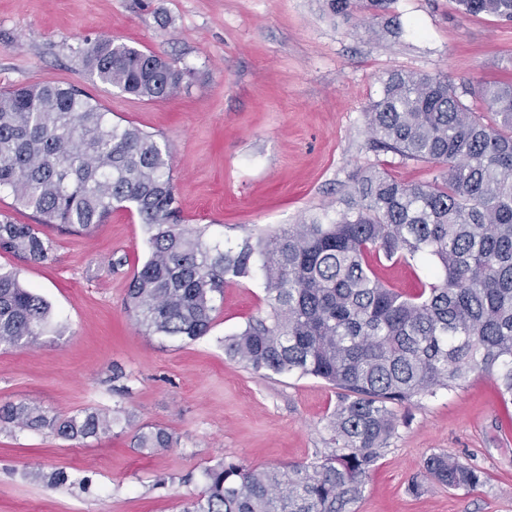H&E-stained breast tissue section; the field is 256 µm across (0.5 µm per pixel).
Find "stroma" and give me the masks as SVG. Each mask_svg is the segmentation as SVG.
<instances>
[{
    "label": "stroma",
    "instance_id": "obj_1",
    "mask_svg": "<svg viewBox=\"0 0 512 512\" xmlns=\"http://www.w3.org/2000/svg\"><path fill=\"white\" fill-rule=\"evenodd\" d=\"M402 31L378 19L330 16L321 0H0V89L74 84L112 114L169 145L184 224L211 242L341 209L353 176L385 169L428 181L433 168L373 150L364 113L396 69L491 84L512 72V28L465 16L454 0H397ZM109 36L163 54L184 73L176 95L143 101L94 79L73 50ZM54 258L27 263L0 251V268L50 305L37 343L0 348V404L27 401L70 416L121 409L124 423L81 444L49 431L0 430V512H181L224 458L248 465L310 461L332 450L335 389L313 377L259 375L230 360L222 340L267 309L258 277L230 278L209 333L190 344L147 336L124 309L147 255L137 216L113 211L90 235L41 228ZM397 433L355 512H512V404L481 373L454 391L397 410ZM158 425L173 447H134ZM445 453L487 475L473 490L424 477ZM60 467L90 492L53 489L32 473ZM423 481L419 495L408 485Z\"/></svg>",
    "mask_w": 512,
    "mask_h": 512
}]
</instances>
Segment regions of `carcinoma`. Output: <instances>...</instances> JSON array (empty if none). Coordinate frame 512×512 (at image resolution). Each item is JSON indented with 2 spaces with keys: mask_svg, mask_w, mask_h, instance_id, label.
Returning <instances> with one entry per match:
<instances>
[{
  "mask_svg": "<svg viewBox=\"0 0 512 512\" xmlns=\"http://www.w3.org/2000/svg\"><path fill=\"white\" fill-rule=\"evenodd\" d=\"M395 0H324L349 19H377ZM465 16L512 22V0H455ZM103 83L146 100L176 93L183 72L155 52L110 37L80 51ZM365 112L372 143L429 164L428 182L369 168L354 177L345 208L301 218L236 247L211 243L179 223L169 148L109 113L82 89L45 83L0 91V190L39 224L0 214V251L30 263L53 258L38 225L89 235L116 208L144 224L150 253L124 309L144 334L193 342L207 335L215 295L229 278L260 272L269 311L224 337L229 358L256 374L311 376L338 390L327 418L336 449L310 462L250 467L224 459L203 472L205 488L181 512H351L397 430L395 407L465 385L483 372L512 403V78H467L393 70ZM482 97L492 117L465 98ZM430 261L429 282L406 294L379 280L367 260ZM50 305L16 273L0 269V347L23 348L51 326ZM84 409L59 417L26 401L0 406V425L66 441L98 439L120 423ZM138 448H171L167 429L139 428ZM448 489H474L485 472L444 453L424 462ZM51 488H78L67 470L39 471Z\"/></svg>",
  "mask_w": 512,
  "mask_h": 512,
  "instance_id": "1",
  "label": "carcinoma"
}]
</instances>
